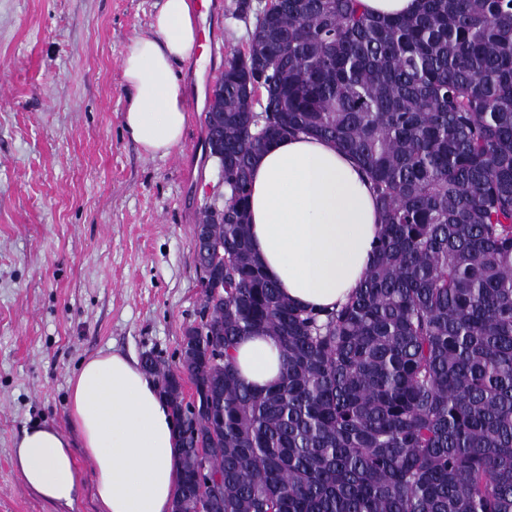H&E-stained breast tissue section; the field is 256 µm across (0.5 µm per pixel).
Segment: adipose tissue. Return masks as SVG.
<instances>
[{
    "label": "adipose tissue",
    "instance_id": "1",
    "mask_svg": "<svg viewBox=\"0 0 512 512\" xmlns=\"http://www.w3.org/2000/svg\"><path fill=\"white\" fill-rule=\"evenodd\" d=\"M194 0H162L149 35L122 60L123 124L147 154L166 156L188 125L182 65L196 47ZM250 247L265 274L296 306L331 311L360 288L374 258L382 215L369 182L336 144L300 135L278 140L252 165ZM241 379L274 383L282 358L274 337H241L234 349ZM71 441L56 424L26 426L12 463L38 498L72 507L84 487L75 454L93 465L98 512H173L181 477L175 421L153 376L119 353L82 362L69 381Z\"/></svg>",
    "mask_w": 512,
    "mask_h": 512
}]
</instances>
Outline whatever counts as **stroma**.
Here are the masks:
<instances>
[{
	"label": "stroma",
	"instance_id": "obj_1",
	"mask_svg": "<svg viewBox=\"0 0 512 512\" xmlns=\"http://www.w3.org/2000/svg\"><path fill=\"white\" fill-rule=\"evenodd\" d=\"M160 0H0V512H58L11 455L23 428H67L88 357L152 352L179 366L204 297L194 262L203 206L224 192L202 114L253 24L236 0L203 22L222 57L182 66L188 130L164 157L123 128L126 48Z\"/></svg>",
	"mask_w": 512,
	"mask_h": 512
}]
</instances>
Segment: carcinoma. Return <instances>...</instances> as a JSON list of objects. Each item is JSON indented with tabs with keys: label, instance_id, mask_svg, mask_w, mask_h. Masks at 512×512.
I'll return each instance as SVG.
<instances>
[{
	"label": "carcinoma",
	"instance_id": "cac0c4a2",
	"mask_svg": "<svg viewBox=\"0 0 512 512\" xmlns=\"http://www.w3.org/2000/svg\"><path fill=\"white\" fill-rule=\"evenodd\" d=\"M261 111H256L255 106ZM224 207L195 239L204 304L178 371L153 358L180 430L187 512H512V0H277L224 60L205 112ZM313 135L362 167L382 212L362 287L293 305L249 243L252 161ZM282 355L258 393L240 337ZM194 387L184 396V379ZM224 471L211 496L198 469ZM420 0H361L364 8L379 16L408 15L420 7Z\"/></svg>",
	"mask_w": 512,
	"mask_h": 512
}]
</instances>
